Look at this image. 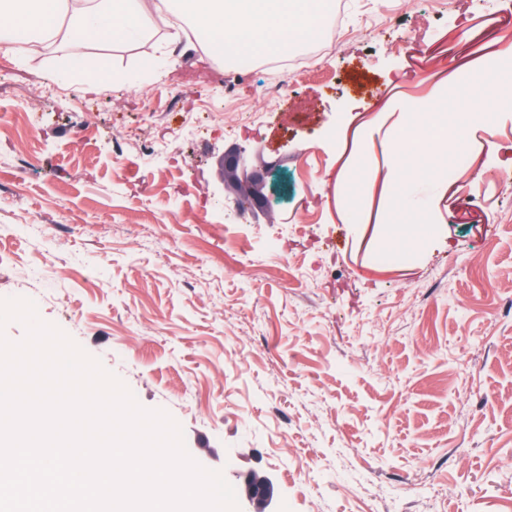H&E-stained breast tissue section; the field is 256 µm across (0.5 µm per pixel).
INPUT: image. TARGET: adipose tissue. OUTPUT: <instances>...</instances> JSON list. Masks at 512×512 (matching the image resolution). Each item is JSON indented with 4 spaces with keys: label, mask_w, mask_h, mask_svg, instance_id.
<instances>
[{
    "label": "adipose tissue",
    "mask_w": 512,
    "mask_h": 512,
    "mask_svg": "<svg viewBox=\"0 0 512 512\" xmlns=\"http://www.w3.org/2000/svg\"><path fill=\"white\" fill-rule=\"evenodd\" d=\"M330 0H83L68 29L59 21L69 13V0H0V52L18 43H39L59 34L70 40L72 72L112 87L123 84V72L102 65L83 49L91 36L105 49L152 36L173 21L192 18L195 39L233 54L273 56L309 33V18Z\"/></svg>",
    "instance_id": "obj_1"
}]
</instances>
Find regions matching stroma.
<instances>
[{"mask_svg":"<svg viewBox=\"0 0 512 512\" xmlns=\"http://www.w3.org/2000/svg\"><path fill=\"white\" fill-rule=\"evenodd\" d=\"M407 27L415 78L379 97ZM509 33L497 0H347L332 82L297 72L273 99L262 66L227 83L215 70L236 63L164 29L105 56L127 81L96 91L56 79L67 39L0 53V298L33 300L236 494L254 471L281 512H512V181L417 176L413 207L439 231L380 266V225L337 206L341 160L320 150L338 124L379 152L435 91L418 66L448 50L467 64ZM238 104L257 129L215 122ZM234 146L276 165L266 213L242 224L220 181ZM466 188L481 210L448 223ZM306 218L315 234H290Z\"/></svg>","mask_w":512,"mask_h":512,"instance_id":"obj_1","label":"stroma"}]
</instances>
